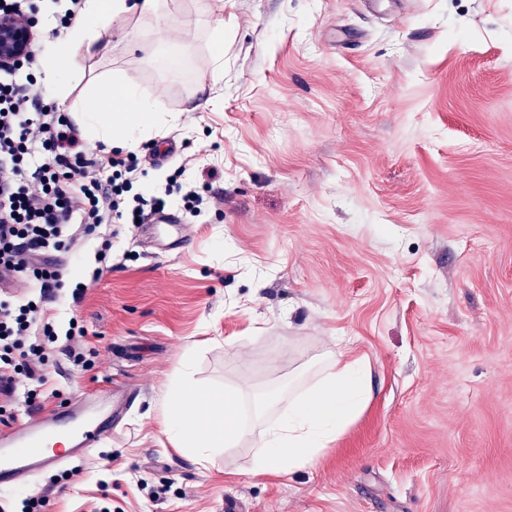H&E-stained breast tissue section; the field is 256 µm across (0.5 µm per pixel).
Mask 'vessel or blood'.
Masks as SVG:
<instances>
[{"label":"vessel or blood","mask_w":512,"mask_h":512,"mask_svg":"<svg viewBox=\"0 0 512 512\" xmlns=\"http://www.w3.org/2000/svg\"><path fill=\"white\" fill-rule=\"evenodd\" d=\"M118 409L91 417L77 407H65L41 417L36 425L0 430V490H14L41 473L85 457L111 435Z\"/></svg>","instance_id":"b4317fda"}]
</instances>
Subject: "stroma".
<instances>
[{
  "label": "stroma",
  "mask_w": 512,
  "mask_h": 512,
  "mask_svg": "<svg viewBox=\"0 0 512 512\" xmlns=\"http://www.w3.org/2000/svg\"><path fill=\"white\" fill-rule=\"evenodd\" d=\"M103 41L68 102L155 99L177 153L141 151L132 191L180 168L204 203L59 254L47 313L85 360L48 346L40 408L135 396L70 479H36L49 512H512V0H164ZM340 340L370 403L315 464L254 475L258 402L285 409ZM184 367L237 399L212 464L161 431Z\"/></svg>",
  "instance_id": "1"
}]
</instances>
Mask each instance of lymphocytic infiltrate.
<instances>
[{
	"label": "lymphocytic infiltrate",
	"mask_w": 512,
	"mask_h": 512,
	"mask_svg": "<svg viewBox=\"0 0 512 512\" xmlns=\"http://www.w3.org/2000/svg\"><path fill=\"white\" fill-rule=\"evenodd\" d=\"M38 50L0 76V394L13 395L24 381L43 382L47 344L85 336L69 321L65 334L46 316L44 304L64 288L57 255L76 249L113 217L147 223L166 207L164 198L137 197L125 208L135 158L88 156L65 113L44 103L15 70L33 71Z\"/></svg>",
	"instance_id": "f902f5d3"
}]
</instances>
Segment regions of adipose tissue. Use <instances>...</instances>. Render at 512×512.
<instances>
[{
    "instance_id": "adipose-tissue-1",
    "label": "adipose tissue",
    "mask_w": 512,
    "mask_h": 512,
    "mask_svg": "<svg viewBox=\"0 0 512 512\" xmlns=\"http://www.w3.org/2000/svg\"><path fill=\"white\" fill-rule=\"evenodd\" d=\"M159 9L160 0H83L69 27L43 55L45 92L65 99L68 84L78 77L83 59L100 48L104 32L120 28L130 15H154ZM68 114L90 145L108 149H135L143 139L160 134L164 122L151 101L122 84L87 94L69 107ZM172 396L163 425L176 446L209 459L221 447L234 445L236 433L227 426L236 406L234 398L201 393L185 378L176 381ZM370 397L363 364L333 358L319 385L289 396L286 413L263 416L254 474L314 463Z\"/></svg>"
}]
</instances>
